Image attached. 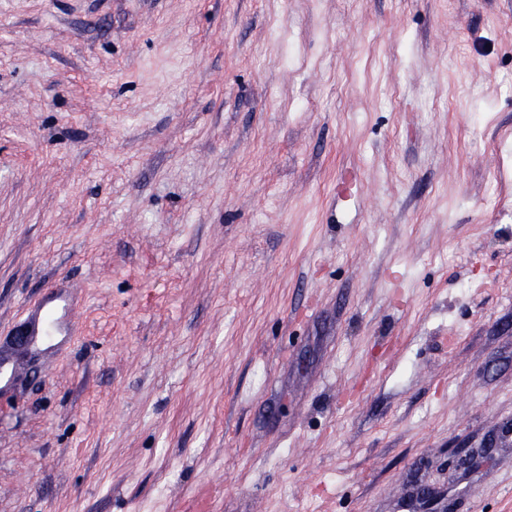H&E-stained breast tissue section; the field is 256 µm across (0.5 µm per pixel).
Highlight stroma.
Segmentation results:
<instances>
[{"label":"stroma","instance_id":"35a3bbf8","mask_svg":"<svg viewBox=\"0 0 512 512\" xmlns=\"http://www.w3.org/2000/svg\"><path fill=\"white\" fill-rule=\"evenodd\" d=\"M50 291L0 512H512V0H0V349ZM32 350L45 351L61 346L77 321V309L61 297H47L26 309Z\"/></svg>","mask_w":512,"mask_h":512}]
</instances>
